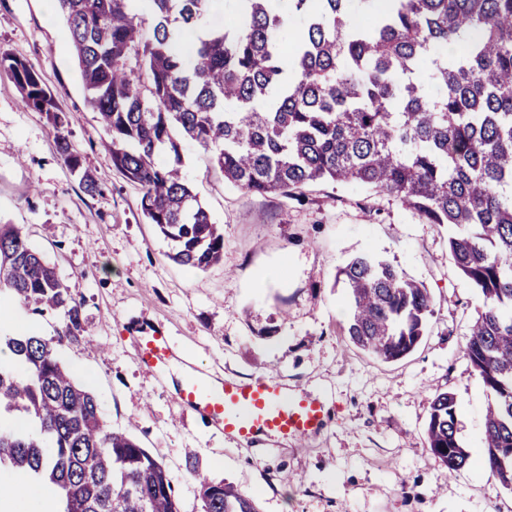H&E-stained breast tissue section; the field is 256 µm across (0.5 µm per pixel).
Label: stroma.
Here are the masks:
<instances>
[{
    "instance_id": "stroma-1",
    "label": "stroma",
    "mask_w": 512,
    "mask_h": 512,
    "mask_svg": "<svg viewBox=\"0 0 512 512\" xmlns=\"http://www.w3.org/2000/svg\"><path fill=\"white\" fill-rule=\"evenodd\" d=\"M1 50L31 63L54 92L65 134L100 190H84L44 114L24 107L0 72V224L20 228L82 301L93 342L59 354L112 427L130 430L168 468L182 512H201L195 470L249 492L260 512H512V492L480 464L486 395L463 352L480 300L450 260L447 227L356 184L248 193L191 145L187 173L224 231V258L204 271L178 266L141 213L139 187L100 145L105 132L86 105L67 27L46 0H0ZM363 252L423 281L432 296L427 335L397 361L360 350L345 332L336 270ZM136 325L162 327L212 377H274L324 394L334 413L304 444L270 455L226 439L176 404L180 365L163 375L139 365ZM438 391L454 394L471 452L457 472L425 447Z\"/></svg>"
}]
</instances>
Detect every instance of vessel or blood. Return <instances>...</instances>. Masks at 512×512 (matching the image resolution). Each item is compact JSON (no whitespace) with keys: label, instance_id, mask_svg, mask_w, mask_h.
I'll return each instance as SVG.
<instances>
[{"label":"vessel or blood","instance_id":"1","mask_svg":"<svg viewBox=\"0 0 512 512\" xmlns=\"http://www.w3.org/2000/svg\"><path fill=\"white\" fill-rule=\"evenodd\" d=\"M136 358L149 371L161 372L175 359L168 336L140 329ZM174 398L183 409L198 412L221 428L225 436L244 442H300L316 435L329 419L325 398L311 395L268 377L242 381L213 380L186 374Z\"/></svg>","mask_w":512,"mask_h":512}]
</instances>
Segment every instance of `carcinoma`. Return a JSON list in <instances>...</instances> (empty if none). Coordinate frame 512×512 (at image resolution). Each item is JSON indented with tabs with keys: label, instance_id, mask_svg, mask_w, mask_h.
Instances as JSON below:
<instances>
[{
	"label": "carcinoma",
	"instance_id": "cac0c4a2",
	"mask_svg": "<svg viewBox=\"0 0 512 512\" xmlns=\"http://www.w3.org/2000/svg\"><path fill=\"white\" fill-rule=\"evenodd\" d=\"M54 2L102 145L140 187L176 264L205 270L224 252L184 170L186 143L250 193L358 183L449 226L453 264L482 299L464 344L487 397L481 463L512 491V0H288L285 12L244 0L228 27L207 25L210 0ZM0 71L96 192L38 72L2 50ZM336 282L350 340L375 357L398 360L426 335L429 289L390 262L356 256ZM3 300L61 321L49 339L0 334V470L55 485L59 512H181L168 470L111 428L55 352V342H89L82 303L10 224L0 225ZM426 448L450 472L469 463L448 391L431 399ZM193 479L201 512H259L248 492Z\"/></svg>",
	"mask_w": 512,
	"mask_h": 512
}]
</instances>
